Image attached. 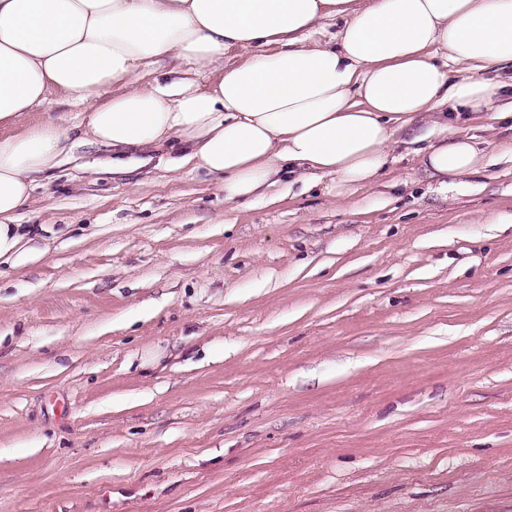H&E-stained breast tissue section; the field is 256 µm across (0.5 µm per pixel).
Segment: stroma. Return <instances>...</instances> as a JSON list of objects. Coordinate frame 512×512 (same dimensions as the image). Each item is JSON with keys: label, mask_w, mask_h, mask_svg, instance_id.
Segmentation results:
<instances>
[{"label": "stroma", "mask_w": 512, "mask_h": 512, "mask_svg": "<svg viewBox=\"0 0 512 512\" xmlns=\"http://www.w3.org/2000/svg\"><path fill=\"white\" fill-rule=\"evenodd\" d=\"M339 202L225 203L168 149L37 176L0 264V512H512V121Z\"/></svg>", "instance_id": "35a3bbf8"}]
</instances>
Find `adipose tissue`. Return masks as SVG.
<instances>
[{
  "mask_svg": "<svg viewBox=\"0 0 512 512\" xmlns=\"http://www.w3.org/2000/svg\"><path fill=\"white\" fill-rule=\"evenodd\" d=\"M329 19L335 42H312ZM231 49L245 59L228 68ZM510 63L512 0H0V259L19 251L34 175L82 145L112 148L117 169L169 147L172 170L206 171L228 202L313 171L342 201L393 161L397 123L417 121L443 134L420 151L432 177L478 175L481 152L439 109L490 105L480 73ZM52 90L82 120L22 125Z\"/></svg>",
  "mask_w": 512,
  "mask_h": 512,
  "instance_id": "ef3b65f1",
  "label": "adipose tissue"
}]
</instances>
